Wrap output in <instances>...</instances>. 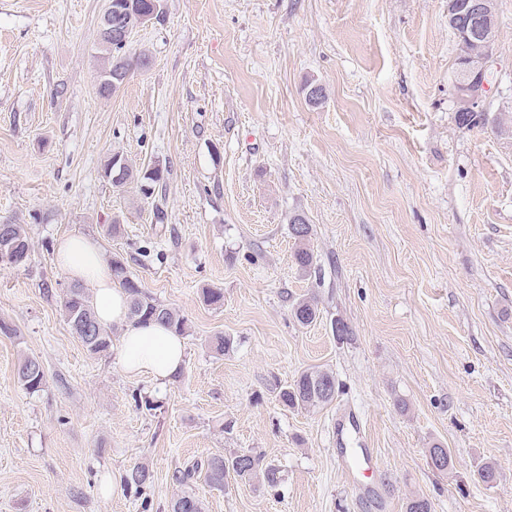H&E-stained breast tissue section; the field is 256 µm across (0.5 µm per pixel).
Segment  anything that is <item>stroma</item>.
Segmentation results:
<instances>
[{
  "label": "stroma",
  "mask_w": 512,
  "mask_h": 512,
  "mask_svg": "<svg viewBox=\"0 0 512 512\" xmlns=\"http://www.w3.org/2000/svg\"><path fill=\"white\" fill-rule=\"evenodd\" d=\"M105 5L0 0V224L31 242L26 265L0 266V512H170L186 492L205 512H406L417 497L512 512V139L455 122L448 0H161L129 40L149 68L107 98ZM495 12L489 110L512 120V0ZM116 153L163 169L156 197L113 185ZM298 214L312 275L294 260ZM65 234L184 316L174 381L129 375L72 333ZM304 297L319 311L306 326ZM25 356L39 391L18 380ZM312 369L334 374L335 400L284 407L280 389ZM358 448L375 479L348 464ZM244 452L279 485L175 480ZM142 462L154 482L139 495L122 477ZM17 375L22 385L29 391L38 390L45 381V372L41 362L26 356L20 360L17 367Z\"/></svg>",
  "instance_id": "obj_1"
}]
</instances>
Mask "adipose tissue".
Segmentation results:
<instances>
[{
	"label": "adipose tissue",
	"mask_w": 512,
	"mask_h": 512,
	"mask_svg": "<svg viewBox=\"0 0 512 512\" xmlns=\"http://www.w3.org/2000/svg\"><path fill=\"white\" fill-rule=\"evenodd\" d=\"M55 260L71 281L92 285L99 321L120 326L118 357L126 372L162 383L181 372L185 364L182 338L161 323L129 320L128 298L114 285L110 267L95 241L82 235L62 237L55 247Z\"/></svg>",
	"instance_id": "obj_1"
}]
</instances>
